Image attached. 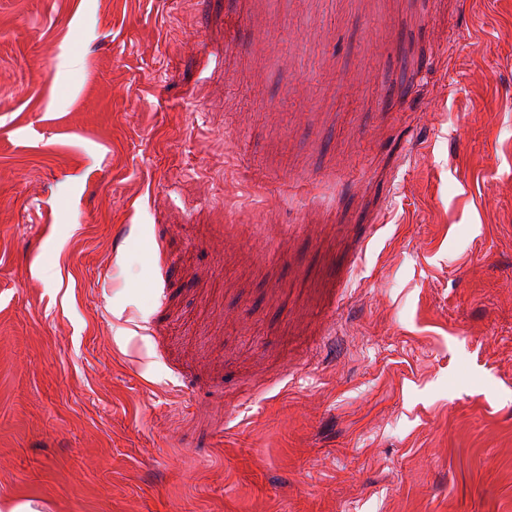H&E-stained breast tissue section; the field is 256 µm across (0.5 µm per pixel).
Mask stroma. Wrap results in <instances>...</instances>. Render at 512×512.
I'll list each match as a JSON object with an SVG mask.
<instances>
[{
    "label": "stroma",
    "mask_w": 512,
    "mask_h": 512,
    "mask_svg": "<svg viewBox=\"0 0 512 512\" xmlns=\"http://www.w3.org/2000/svg\"><path fill=\"white\" fill-rule=\"evenodd\" d=\"M512 512V0H0V512Z\"/></svg>",
    "instance_id": "1"
}]
</instances>
